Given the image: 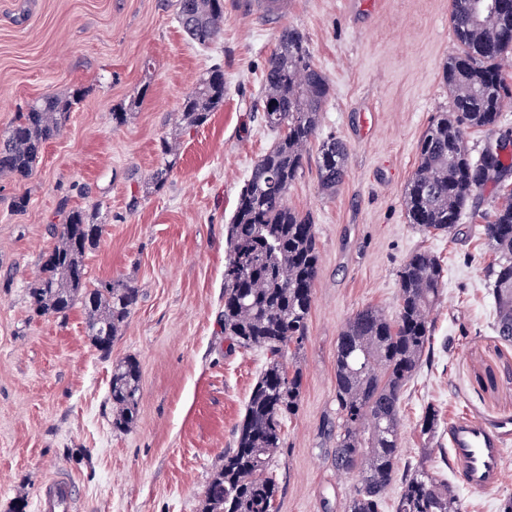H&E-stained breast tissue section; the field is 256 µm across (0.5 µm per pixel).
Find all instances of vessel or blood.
Here are the masks:
<instances>
[{
	"label": "vessel or blood",
	"mask_w": 512,
	"mask_h": 512,
	"mask_svg": "<svg viewBox=\"0 0 512 512\" xmlns=\"http://www.w3.org/2000/svg\"><path fill=\"white\" fill-rule=\"evenodd\" d=\"M512 439V421L496 426L460 419L448 427V446L462 484L472 490H489L504 476L505 446ZM77 499L67 477L56 475L44 485L37 512H76Z\"/></svg>",
	"instance_id": "vessel-or-blood-1"
}]
</instances>
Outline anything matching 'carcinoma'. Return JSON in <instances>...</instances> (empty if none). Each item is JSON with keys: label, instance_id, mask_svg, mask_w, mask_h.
Wrapping results in <instances>:
<instances>
[{"label": "carcinoma", "instance_id": "obj_1", "mask_svg": "<svg viewBox=\"0 0 512 512\" xmlns=\"http://www.w3.org/2000/svg\"><path fill=\"white\" fill-rule=\"evenodd\" d=\"M177 18L190 40L207 47L221 33L224 0H176ZM455 51L442 67L449 110L423 133L418 165L403 193L409 223L426 235L449 233L466 203L489 182L512 169V155L493 154L475 170L467 133L495 131L509 87L503 63L512 54V0H453ZM328 83L315 65L301 30L283 28L268 59L262 84L266 126L280 132L275 145L254 164L226 225L224 337L230 347L262 348L269 361L254 384L237 428L234 448L209 481L202 512H275L279 486L272 475L284 421L297 412L302 376L282 361L292 344L304 341L318 275L319 250L310 215L288 205V189L309 162ZM224 70L215 66L180 104V121L205 125L224 106ZM78 95L33 101L0 132V175L27 177L41 148L60 135ZM347 147L333 137L322 142L315 167L329 194L347 174ZM176 164L167 140L160 141L151 175L161 186ZM103 225L79 209L65 211L58 243L42 261L29 289L39 316L64 319L81 304L88 333L103 355L112 351L120 328L138 303L139 290L118 279L90 285L84 257L97 247ZM493 249L488 267L500 338L512 342V193L503 196L480 226ZM441 260L426 249L410 254L399 270L398 312L375 306L346 322L336 351V468L357 473L346 512H383L399 452L404 389L430 350V318L444 283ZM140 369L126 359L112 374V426L134 424ZM395 512H460L454 486L422 464L407 466Z\"/></svg>", "mask_w": 512, "mask_h": 512}]
</instances>
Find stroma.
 Segmentation results:
<instances>
[{
    "label": "stroma",
    "mask_w": 512,
    "mask_h": 512,
    "mask_svg": "<svg viewBox=\"0 0 512 512\" xmlns=\"http://www.w3.org/2000/svg\"><path fill=\"white\" fill-rule=\"evenodd\" d=\"M251 2L224 0L221 33L201 47L174 0H0V131L36 99L79 95L32 174L0 176V512L20 497L36 512L59 473L72 481L77 512H201L267 362L265 351L224 339L225 226L277 138L262 120L261 85L285 26L305 33L329 83L319 140L342 139L348 158L336 193L321 191L312 165L288 191L289 205L313 219L320 260L307 337L284 359L303 384L276 453L278 512H345L356 477L334 457L336 340L366 306L396 315L398 272L417 249L438 256L445 277L433 350L402 400L397 470L421 461L455 480L449 424L512 418V347L493 327L494 255L480 234L512 175L488 183L447 235L416 230L403 205L417 144L449 106L441 71L455 50L452 0H288L273 17ZM216 64L223 107L201 127H182L183 95ZM116 112L127 115L119 127ZM163 138L177 161L157 188L150 175ZM21 195L28 206L18 212ZM66 207L104 226L85 258L89 283L122 279L139 290L107 358L82 308L60 320L29 305ZM128 358L140 365V398L134 425L120 433L110 388ZM429 407L438 413L430 440L419 427ZM457 493L460 512H500L512 497V448L499 488Z\"/></svg>",
    "instance_id": "obj_1"
}]
</instances>
